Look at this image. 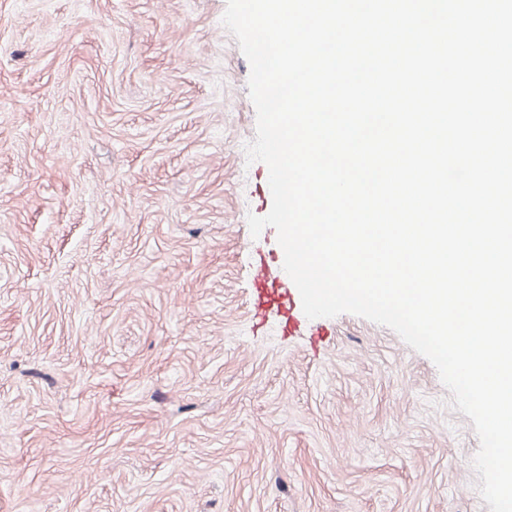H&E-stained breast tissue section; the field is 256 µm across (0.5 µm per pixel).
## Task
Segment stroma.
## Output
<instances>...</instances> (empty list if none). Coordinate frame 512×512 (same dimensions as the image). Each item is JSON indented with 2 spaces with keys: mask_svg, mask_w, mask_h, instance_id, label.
Wrapping results in <instances>:
<instances>
[{
  "mask_svg": "<svg viewBox=\"0 0 512 512\" xmlns=\"http://www.w3.org/2000/svg\"><path fill=\"white\" fill-rule=\"evenodd\" d=\"M227 0H0V512H490L425 356L282 283ZM253 280L255 296L252 307L255 315L269 307L276 306L278 308L281 304L286 305L285 300L281 301L282 288L275 286L273 280L261 266L254 271Z\"/></svg>",
  "mask_w": 512,
  "mask_h": 512,
  "instance_id": "obj_1",
  "label": "stroma"
}]
</instances>
